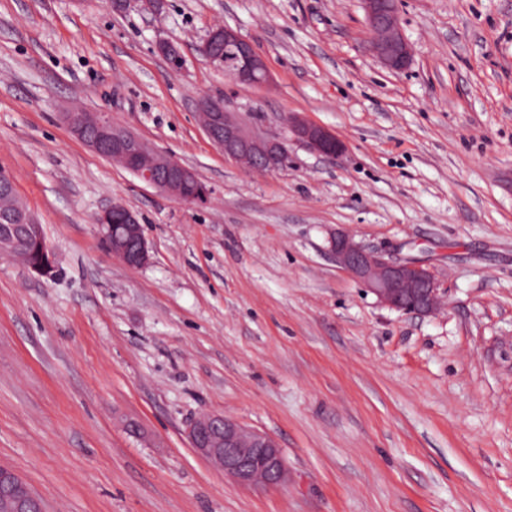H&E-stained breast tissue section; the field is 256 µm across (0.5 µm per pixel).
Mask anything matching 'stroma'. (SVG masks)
I'll use <instances>...</instances> for the list:
<instances>
[{
    "mask_svg": "<svg viewBox=\"0 0 512 512\" xmlns=\"http://www.w3.org/2000/svg\"><path fill=\"white\" fill-rule=\"evenodd\" d=\"M399 22L395 73L361 0H0V170L54 265L0 254V464L47 512H512V0H401ZM216 24L270 84L201 56ZM205 99L284 139L287 167L225 158ZM72 105L193 169L208 201L94 153L60 120ZM294 115L345 152L295 141ZM115 203L143 266L98 234ZM339 229L431 268L441 309L381 305L330 257ZM204 412L272 435L287 483L246 488L199 457ZM116 214L123 216L124 223L121 216ZM96 221L100 237L113 257L129 267L147 263L149 247L135 212L120 204L112 205L102 211ZM113 224H122V232L118 234Z\"/></svg>",
    "mask_w": 512,
    "mask_h": 512,
    "instance_id": "35a3bbf8",
    "label": "stroma"
}]
</instances>
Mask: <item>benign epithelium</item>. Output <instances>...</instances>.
<instances>
[{"label": "benign epithelium", "instance_id": "1", "mask_svg": "<svg viewBox=\"0 0 512 512\" xmlns=\"http://www.w3.org/2000/svg\"><path fill=\"white\" fill-rule=\"evenodd\" d=\"M369 46L388 70H405L411 59L398 19L399 0H362ZM202 55L224 68L225 76L245 85L269 81L263 58L237 30L224 26L210 30L201 46ZM204 132L224 157L260 171H275L288 165V147L278 138L262 137L246 130L223 104L206 99ZM63 124L95 153L120 162L144 183L178 198L196 203L185 186L198 182L195 173L174 157L151 148L140 136L112 120V113L74 108L62 114ZM294 137L310 151L329 158L344 152L345 144L330 129L299 117L292 121ZM114 214L124 218L122 232L110 223ZM12 236L0 237V253L14 252L15 239L23 238L31 250L28 267L47 274L52 268L42 226L30 213H6ZM97 228L113 257L129 267L149 260V247L137 215L123 205H113L97 216ZM329 252L342 269L365 285L390 309L419 316L435 312L445 293L434 272L414 260L393 257L381 249H370L354 237L337 231L329 238ZM195 452L224 475L245 487H278L288 479L282 449L263 432L249 429L220 414L196 417L187 429ZM0 512H45L44 504L13 469L0 465Z\"/></svg>", "mask_w": 512, "mask_h": 512}]
</instances>
